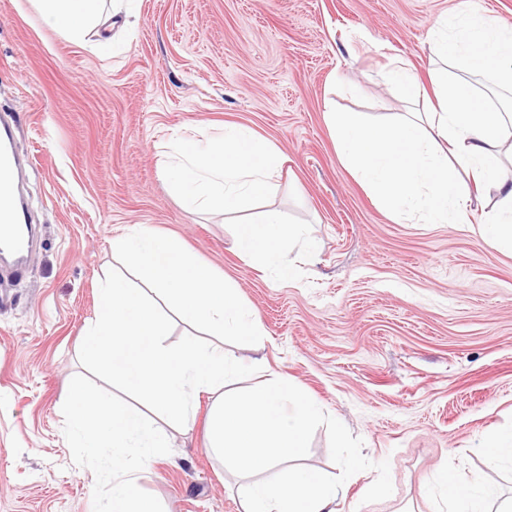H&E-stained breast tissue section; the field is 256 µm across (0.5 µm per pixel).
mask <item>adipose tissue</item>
<instances>
[{
  "mask_svg": "<svg viewBox=\"0 0 512 512\" xmlns=\"http://www.w3.org/2000/svg\"><path fill=\"white\" fill-rule=\"evenodd\" d=\"M39 16L55 31L81 40L102 25L100 0H33ZM512 29L491 15L472 13L454 34L439 33L433 52L440 61L454 60L457 79L447 69L431 76L436 105L430 112H409L393 121L373 122L359 112L328 115L339 156L377 200L390 211L419 213L428 224L463 228L470 202V182L491 183L499 201L482 236L512 253V176L505 173L499 148L512 130V114L474 111L471 74L487 73L497 83L512 84ZM285 164L252 129L225 127L222 135L203 141H181L177 162L166 169L173 187L192 204L209 210L239 211L270 196ZM302 231L287 226L276 210L240 225L241 253L294 278L286 252ZM112 251L134 268L140 279L159 290L164 302L185 319L219 331L255 337V317L223 275L201 264L181 242L137 226L113 239ZM448 512H512V496L476 486L449 472L445 477ZM345 489L322 473L299 468L273 483L249 487L245 512H337Z\"/></svg>",
  "mask_w": 512,
  "mask_h": 512,
  "instance_id": "1",
  "label": "adipose tissue"
}]
</instances>
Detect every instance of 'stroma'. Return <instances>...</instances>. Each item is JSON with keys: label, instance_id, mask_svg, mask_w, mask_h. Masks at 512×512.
<instances>
[{"label": "stroma", "instance_id": "35a3bbf8", "mask_svg": "<svg viewBox=\"0 0 512 512\" xmlns=\"http://www.w3.org/2000/svg\"><path fill=\"white\" fill-rule=\"evenodd\" d=\"M461 0H134L128 21L74 41L29 0H0V114L27 160L22 191L40 233L15 273L0 260V512H93L91 470L74 465L62 406L113 267L135 225L179 237L255 310V340L176 318L187 334L285 376L388 461L393 493L363 503L377 474L350 477L339 512H445L439 477L512 489L479 435L512 427V254L478 233L493 185L474 189L468 229L404 220L340 160L325 115L384 121L426 107L389 82L428 83L430 44ZM251 127L287 156L264 207L305 231L301 281L236 248L248 211L187 206L162 171L175 136ZM213 394L193 400L172 447L139 481L164 512H243L247 479L207 448Z\"/></svg>", "mask_w": 512, "mask_h": 512}]
</instances>
